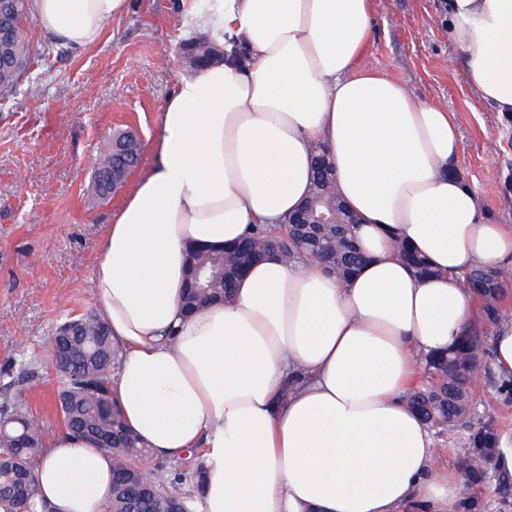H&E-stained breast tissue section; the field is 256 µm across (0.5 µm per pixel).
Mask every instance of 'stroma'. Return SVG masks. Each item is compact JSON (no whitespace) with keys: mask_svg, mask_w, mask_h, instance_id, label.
<instances>
[{"mask_svg":"<svg viewBox=\"0 0 512 512\" xmlns=\"http://www.w3.org/2000/svg\"><path fill=\"white\" fill-rule=\"evenodd\" d=\"M211 0H131L101 40L75 53L49 42L36 18L25 35L31 65L15 93L0 95V402H22L61 429L59 375L48 365L57 325L95 309L90 275L107 224L125 191L101 200L91 189L106 137L134 129L140 169L153 162L161 112L185 67L180 43ZM444 0H373L374 32L361 59L452 113L460 131L458 175L482 215L512 225V124L481 106L448 37ZM492 425L493 450L473 447ZM435 463L460 482L452 512H512V401L480 373L469 418L434 435Z\"/></svg>","mask_w":512,"mask_h":512,"instance_id":"obj_1","label":"stroma"}]
</instances>
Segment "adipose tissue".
Returning <instances> with one entry per match:
<instances>
[{
  "instance_id": "obj_1",
  "label": "adipose tissue",
  "mask_w": 512,
  "mask_h": 512,
  "mask_svg": "<svg viewBox=\"0 0 512 512\" xmlns=\"http://www.w3.org/2000/svg\"><path fill=\"white\" fill-rule=\"evenodd\" d=\"M196 28L224 58L180 76L156 160L107 225L91 273L122 347L125 423L169 461L205 444L204 512H449L405 396L416 357L456 349L475 263L512 266V225L480 215L454 173L447 109L359 67L371 0H212ZM448 34L479 104L512 117V0H448ZM129 0H29L50 40L83 52ZM360 219L367 262L348 281L264 259L233 304L181 315L190 244L221 249L309 196L314 150ZM437 275L419 279L394 241ZM51 512H102L110 454L57 433L35 470Z\"/></svg>"
}]
</instances>
